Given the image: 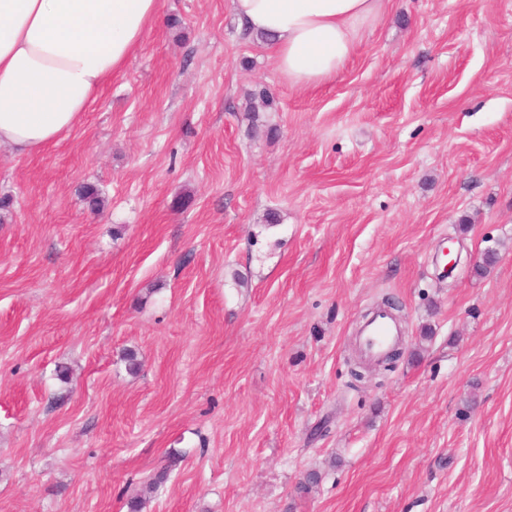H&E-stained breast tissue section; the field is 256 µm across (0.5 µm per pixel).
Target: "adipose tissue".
Here are the masks:
<instances>
[{
	"instance_id": "1",
	"label": "adipose tissue",
	"mask_w": 512,
	"mask_h": 512,
	"mask_svg": "<svg viewBox=\"0 0 512 512\" xmlns=\"http://www.w3.org/2000/svg\"><path fill=\"white\" fill-rule=\"evenodd\" d=\"M385 0H233L299 89L334 79ZM157 0H0V146L31 154L70 130L123 71L156 20Z\"/></svg>"
}]
</instances>
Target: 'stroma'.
I'll return each instance as SVG.
<instances>
[{
	"instance_id": "35a3bbf8",
	"label": "stroma",
	"mask_w": 512,
	"mask_h": 512,
	"mask_svg": "<svg viewBox=\"0 0 512 512\" xmlns=\"http://www.w3.org/2000/svg\"><path fill=\"white\" fill-rule=\"evenodd\" d=\"M158 4L0 148V512H512V0H388L305 90L232 0ZM402 336L399 327L390 317L377 313L364 323L359 344L367 359L378 361Z\"/></svg>"
}]
</instances>
